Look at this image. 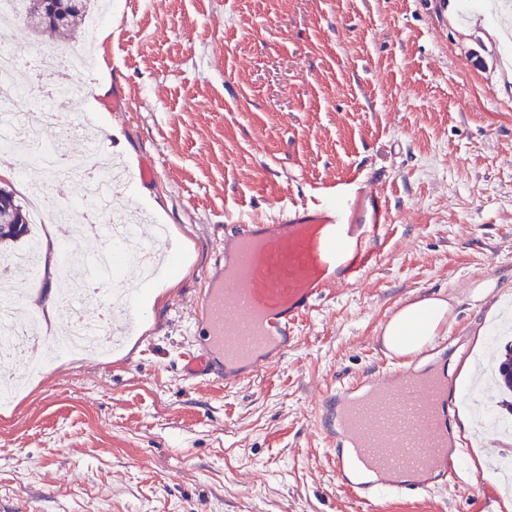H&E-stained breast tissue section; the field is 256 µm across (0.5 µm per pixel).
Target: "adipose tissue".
Listing matches in <instances>:
<instances>
[{
    "label": "adipose tissue",
    "instance_id": "obj_1",
    "mask_svg": "<svg viewBox=\"0 0 512 512\" xmlns=\"http://www.w3.org/2000/svg\"><path fill=\"white\" fill-rule=\"evenodd\" d=\"M449 304L440 298H425L399 308L382 330L385 347L397 353L423 348L445 322Z\"/></svg>",
    "mask_w": 512,
    "mask_h": 512
}]
</instances>
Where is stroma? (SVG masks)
Instances as JSON below:
<instances>
[{"mask_svg": "<svg viewBox=\"0 0 512 512\" xmlns=\"http://www.w3.org/2000/svg\"><path fill=\"white\" fill-rule=\"evenodd\" d=\"M447 2L109 0L60 122L98 130L131 176L116 194L142 233L166 225L180 259L142 292L123 347L53 358L26 380L15 422L0 425V512H362L315 428L321 392L385 367L382 328L406 303L449 302L452 381L512 314V83ZM362 177L389 198L378 261L329 290L260 380L186 379L182 356L206 339L190 311L225 224ZM10 277L26 292L21 317L67 285L53 268ZM474 411L460 395L449 416L467 441L457 483L380 512H507Z\"/></svg>", "mask_w": 512, "mask_h": 512, "instance_id": "35a3bbf8", "label": "stroma"}]
</instances>
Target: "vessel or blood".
<instances>
[{"label": "vessel or blood", "instance_id": "obj_1", "mask_svg": "<svg viewBox=\"0 0 512 512\" xmlns=\"http://www.w3.org/2000/svg\"><path fill=\"white\" fill-rule=\"evenodd\" d=\"M388 214L379 185L356 180L327 185L324 200L285 208L275 223L227 225L224 259L197 301L208 342L185 357V378L231 389L287 356L326 290L358 281L377 261ZM141 319L125 289L112 330L130 335ZM455 397L446 375L396 354L384 370L322 395L315 426L336 449L337 478L368 512L403 492L401 476L420 491L457 481L459 454L448 444Z\"/></svg>", "mask_w": 512, "mask_h": 512}]
</instances>
